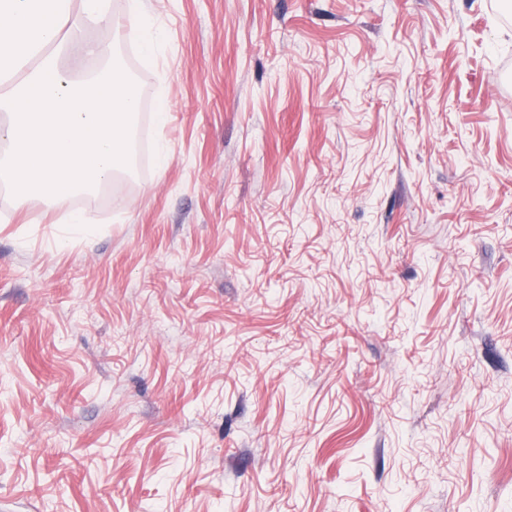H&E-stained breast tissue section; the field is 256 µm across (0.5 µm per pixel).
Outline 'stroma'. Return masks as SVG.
Listing matches in <instances>:
<instances>
[{"label":"stroma","mask_w":512,"mask_h":512,"mask_svg":"<svg viewBox=\"0 0 512 512\" xmlns=\"http://www.w3.org/2000/svg\"><path fill=\"white\" fill-rule=\"evenodd\" d=\"M148 8L143 163L0 183V512H512V0Z\"/></svg>","instance_id":"obj_1"}]
</instances>
